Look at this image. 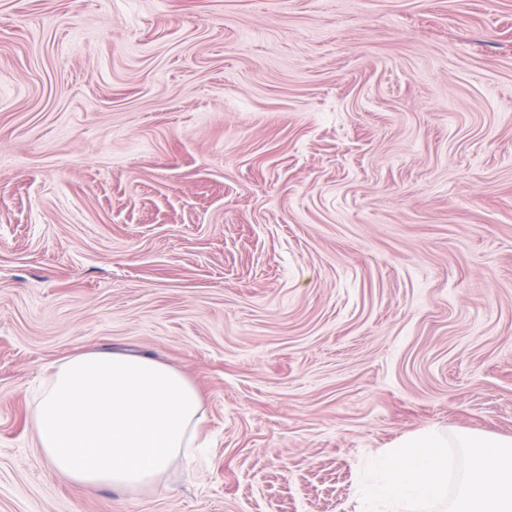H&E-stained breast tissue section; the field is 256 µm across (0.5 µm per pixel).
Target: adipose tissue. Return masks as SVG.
<instances>
[{
  "instance_id": "ef3b65f1",
  "label": "adipose tissue",
  "mask_w": 512,
  "mask_h": 512,
  "mask_svg": "<svg viewBox=\"0 0 512 512\" xmlns=\"http://www.w3.org/2000/svg\"><path fill=\"white\" fill-rule=\"evenodd\" d=\"M31 418L55 476L134 491L190 457L202 414L195 387L176 369L131 353L88 352L56 368Z\"/></svg>"
}]
</instances>
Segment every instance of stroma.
<instances>
[{
  "label": "stroma",
  "instance_id": "stroma-1",
  "mask_svg": "<svg viewBox=\"0 0 512 512\" xmlns=\"http://www.w3.org/2000/svg\"><path fill=\"white\" fill-rule=\"evenodd\" d=\"M182 372L201 450L55 479L51 365ZM512 437V0H0V512H357Z\"/></svg>",
  "mask_w": 512,
  "mask_h": 512
}]
</instances>
